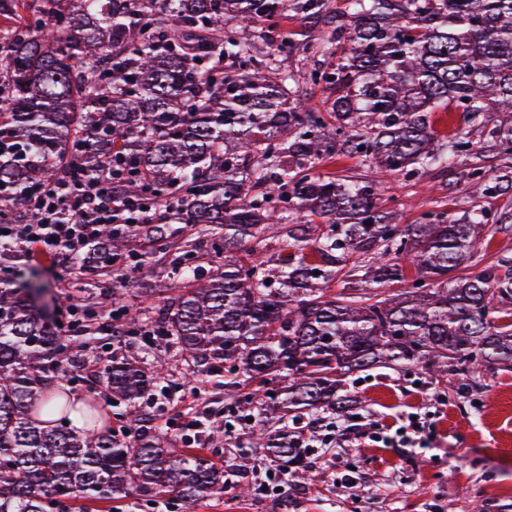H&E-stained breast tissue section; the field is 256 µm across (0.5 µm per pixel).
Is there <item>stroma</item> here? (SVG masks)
Masks as SVG:
<instances>
[{
  "instance_id": "35a3bbf8",
  "label": "stroma",
  "mask_w": 512,
  "mask_h": 512,
  "mask_svg": "<svg viewBox=\"0 0 512 512\" xmlns=\"http://www.w3.org/2000/svg\"><path fill=\"white\" fill-rule=\"evenodd\" d=\"M264 30L270 41L286 36L295 42V49L281 58L282 68L295 78L302 81L306 70L324 64L314 48L330 30L325 19L299 14L270 31L259 22L235 26L236 34L244 36ZM300 92L310 107L327 111L331 93L324 86L302 81ZM495 123L492 112L471 121L454 113L453 126L443 136L464 137V147L450 154L447 163L380 184L386 206L396 211L402 224L418 223L428 213L444 212L452 219L475 209L489 213L491 222L473 257L475 273L496 265L500 258H512V190L497 187L500 177L512 176V153L495 147ZM476 168L484 171L483 179H471ZM44 279L50 291L37 305L46 313L65 291L103 312L116 288L111 278L91 277L79 269L55 267ZM118 288L125 308L136 317L147 303H160L173 293L168 265L162 260L152 274L131 273ZM66 345L71 362L65 376L73 397L94 396L109 418L125 408L99 379L102 367L112 359L137 361L157 384L168 386V396L139 401L140 432L167 435L172 401L196 400L209 408L211 424L193 443L168 440L169 447L179 451L192 446L203 449L213 465L229 476L226 492L199 502L196 512H468L474 498L484 501L489 512H500L501 506L512 504V369L481 367L445 379L433 377L419 365L376 366L350 374L346 387L357 402L340 422L348 428L347 439L363 434L361 446L312 449L299 469V482L286 485L278 497L262 499L252 493L238 496L237 489L254 484L244 457L266 458V449L254 447L251 429L228 434L224 424L248 414L257 425L267 422L270 414L245 404L240 390L227 385L223 373L192 384L191 369L177 348H170L159 362L153 346L144 344L140 336L108 326L67 338ZM412 412L427 416L435 431L433 447L412 451L369 440V433ZM69 512H185V506L171 494L136 493L114 502L77 498L71 500Z\"/></svg>"
}]
</instances>
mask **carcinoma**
<instances>
[{
  "label": "carcinoma",
  "mask_w": 512,
  "mask_h": 512,
  "mask_svg": "<svg viewBox=\"0 0 512 512\" xmlns=\"http://www.w3.org/2000/svg\"><path fill=\"white\" fill-rule=\"evenodd\" d=\"M329 16L327 66L307 81L336 91L310 112L277 51L231 35L238 21L276 26ZM349 44L335 57L334 43ZM462 110L505 117L495 143L512 152V0H0V224H37L39 193L75 178H112V193L156 208L132 232L108 231L86 272L127 280V259L154 263L141 240L175 248L178 293L147 309L155 346H175L201 381L221 370L264 405L348 411L347 376L376 365H423L439 378L512 369V258L464 273L487 215L436 214L400 224L379 179L448 161L432 116ZM365 150H360V147ZM353 149L371 175L346 181L319 166ZM211 244L201 269L186 227ZM276 227L277 251L256 240ZM0 287V512H66L74 498L174 493L187 504L224 493L201 455L114 430L80 433L62 391L64 336L35 312L48 291ZM343 283L334 292L336 282ZM400 285L381 296L367 291ZM112 395L136 402L151 379L112 361ZM258 445L301 461L288 425L259 428Z\"/></svg>",
  "instance_id": "carcinoma-1"
}]
</instances>
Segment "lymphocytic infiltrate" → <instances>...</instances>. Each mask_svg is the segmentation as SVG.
Listing matches in <instances>:
<instances>
[{
  "label": "lymphocytic infiltrate",
  "instance_id": "1",
  "mask_svg": "<svg viewBox=\"0 0 512 512\" xmlns=\"http://www.w3.org/2000/svg\"><path fill=\"white\" fill-rule=\"evenodd\" d=\"M40 206V223L0 224V247L64 268L82 262L117 215H125L132 229L153 221L146 206L115 196L106 178L55 186L42 193Z\"/></svg>",
  "mask_w": 512,
  "mask_h": 512
}]
</instances>
